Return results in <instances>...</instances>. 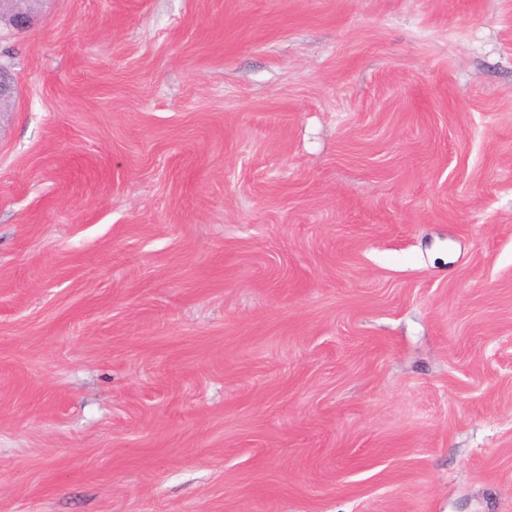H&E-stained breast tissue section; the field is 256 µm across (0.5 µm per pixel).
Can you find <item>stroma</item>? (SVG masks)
I'll return each instance as SVG.
<instances>
[{
    "label": "stroma",
    "instance_id": "35a3bbf8",
    "mask_svg": "<svg viewBox=\"0 0 512 512\" xmlns=\"http://www.w3.org/2000/svg\"><path fill=\"white\" fill-rule=\"evenodd\" d=\"M38 13L0 512H512V0Z\"/></svg>",
    "mask_w": 512,
    "mask_h": 512
}]
</instances>
